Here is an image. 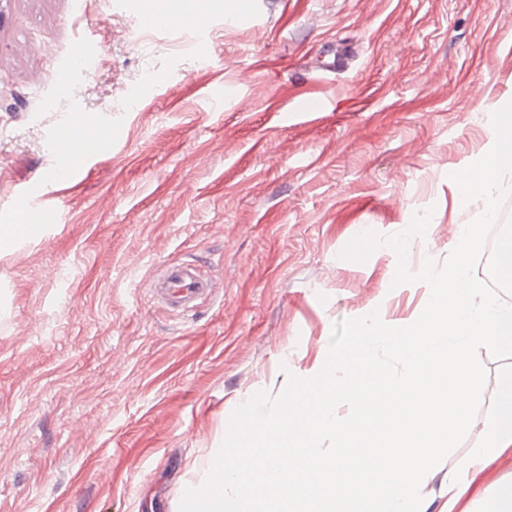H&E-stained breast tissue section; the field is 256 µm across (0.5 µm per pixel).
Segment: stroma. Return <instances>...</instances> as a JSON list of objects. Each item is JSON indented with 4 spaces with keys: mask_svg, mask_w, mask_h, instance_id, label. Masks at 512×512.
Here are the masks:
<instances>
[{
    "mask_svg": "<svg viewBox=\"0 0 512 512\" xmlns=\"http://www.w3.org/2000/svg\"><path fill=\"white\" fill-rule=\"evenodd\" d=\"M88 33L81 119L105 147L60 180L59 63ZM145 83L155 97L134 103ZM307 97L326 111L299 115ZM510 102L512 0H248L245 23L217 8L164 31L147 0H0V221L34 186L43 223L0 257V512H179L234 409L316 376L333 324L421 312L430 288L394 286L391 248L339 253L431 206L408 262L443 266L481 209L450 175ZM171 262L207 266L220 292L164 307L151 288ZM478 357V413L424 478V512H484L512 485V447L467 467L512 371Z\"/></svg>",
    "mask_w": 512,
    "mask_h": 512,
    "instance_id": "35a3bbf8",
    "label": "stroma"
}]
</instances>
